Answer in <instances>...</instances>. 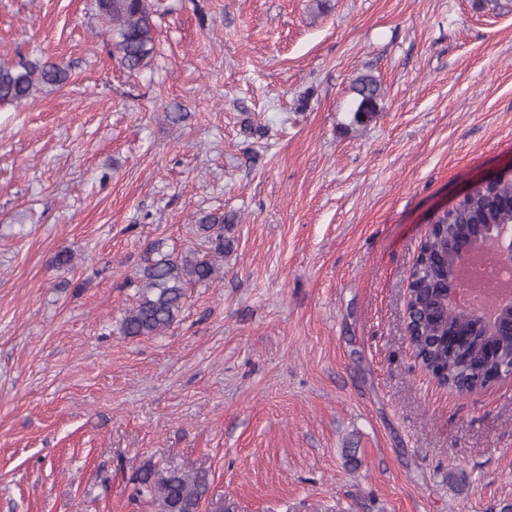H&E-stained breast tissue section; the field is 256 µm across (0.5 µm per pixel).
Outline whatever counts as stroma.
Here are the masks:
<instances>
[{
    "label": "stroma",
    "instance_id": "35a3bbf8",
    "mask_svg": "<svg viewBox=\"0 0 512 512\" xmlns=\"http://www.w3.org/2000/svg\"><path fill=\"white\" fill-rule=\"evenodd\" d=\"M151 2L132 75L95 0H0V60L68 69L0 107V512H152L153 465L202 512H500L512 380L440 386L406 306L431 214L512 171V0ZM210 212L220 280L122 336ZM354 97V119L356 122H369L376 114L381 97V85L372 75H360L352 84ZM135 481L139 485L137 494L145 496L158 512H201L211 486L204 471L153 466L140 469Z\"/></svg>",
    "mask_w": 512,
    "mask_h": 512
}]
</instances>
